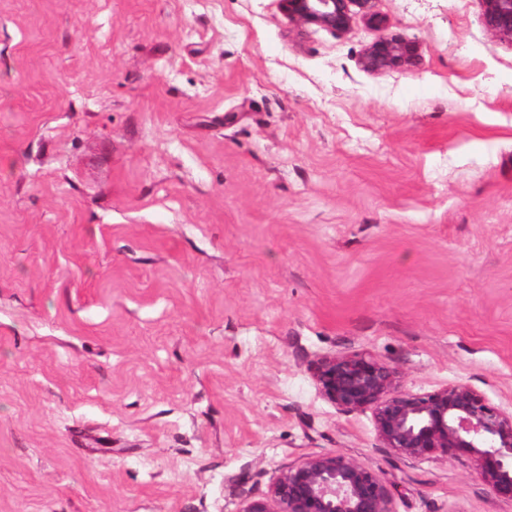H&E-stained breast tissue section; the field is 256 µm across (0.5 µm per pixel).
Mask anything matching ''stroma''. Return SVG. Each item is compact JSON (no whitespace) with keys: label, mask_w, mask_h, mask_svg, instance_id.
Segmentation results:
<instances>
[{"label":"stroma","mask_w":512,"mask_h":512,"mask_svg":"<svg viewBox=\"0 0 512 512\" xmlns=\"http://www.w3.org/2000/svg\"><path fill=\"white\" fill-rule=\"evenodd\" d=\"M0 0V512H238L340 450L397 512H512L318 393L357 353L512 408V45L481 0ZM288 20L301 25L316 26L334 33L346 31L355 16L368 22L380 21L372 12L373 0H280ZM353 7L357 10H353ZM416 49L395 35H382L361 55L363 71L383 74L393 70L409 71L416 63Z\"/></svg>","instance_id":"obj_1"}]
</instances>
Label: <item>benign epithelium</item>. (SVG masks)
Returning <instances> with one entry per match:
<instances>
[{
    "mask_svg": "<svg viewBox=\"0 0 512 512\" xmlns=\"http://www.w3.org/2000/svg\"><path fill=\"white\" fill-rule=\"evenodd\" d=\"M288 20L334 33L355 16L379 23L373 0H280ZM486 29L512 46V0H482ZM416 49L382 35L361 55L363 71H410ZM320 395L343 414L370 412L376 447L414 462H444L465 453L495 497L512 501V411L491 404L474 387L455 383L430 393L406 389L400 372L360 354H331L312 370ZM238 512H396L390 489L357 457L323 451L288 463L261 496L244 495Z\"/></svg>",
    "mask_w": 512,
    "mask_h": 512,
    "instance_id": "1",
    "label": "benign epithelium"
}]
</instances>
